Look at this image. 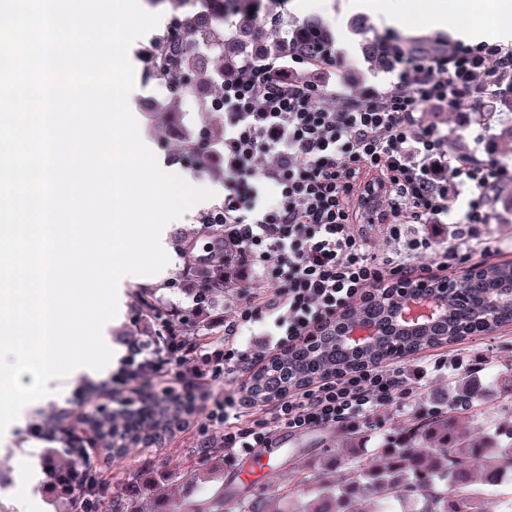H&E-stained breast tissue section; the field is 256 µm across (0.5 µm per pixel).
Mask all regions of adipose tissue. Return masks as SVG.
I'll return each mask as SVG.
<instances>
[{
    "label": "adipose tissue",
    "mask_w": 512,
    "mask_h": 512,
    "mask_svg": "<svg viewBox=\"0 0 512 512\" xmlns=\"http://www.w3.org/2000/svg\"><path fill=\"white\" fill-rule=\"evenodd\" d=\"M429 5L428 20L438 29H445L454 38L466 41H479L493 36L499 41H512V0H494L493 5H485L484 0H458L456 6H449L447 0H424ZM492 8L495 15L493 29H485L476 23V15L485 8ZM337 9L339 13H366L378 17L389 27H399L409 12L408 0H314L309 9L321 12Z\"/></svg>",
    "instance_id": "adipose-tissue-1"
}]
</instances>
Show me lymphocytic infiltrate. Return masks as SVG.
<instances>
[{
	"label": "lymphocytic infiltrate",
	"instance_id": "lymphocytic-infiltrate-1",
	"mask_svg": "<svg viewBox=\"0 0 512 512\" xmlns=\"http://www.w3.org/2000/svg\"><path fill=\"white\" fill-rule=\"evenodd\" d=\"M376 51L379 66L396 79L358 94L290 78V51L225 81L220 148L229 174L222 206L200 221L222 225L225 247L242 267L260 268L272 289L240 302L219 321V334L165 336L152 349L129 344L123 368L99 390L100 409L123 415L131 405L147 412L210 398L196 432L219 438L233 460L270 446L282 429L356 428L396 395L425 387L432 373L462 367L457 355L422 357L408 371L370 363L318 377L260 408L232 393L210 396L220 379L244 378L263 360L319 344L373 290L400 282L423 287L431 275L493 255L476 227L491 223V193L512 181V169L493 157L449 155L447 132L418 114L427 106L492 111L494 96L512 79V47L456 42L418 54L408 41L383 38ZM452 183L478 193L451 243L409 235V225L434 224L451 212ZM367 223L386 225L398 249L371 253L358 230ZM257 326L270 347L263 358L239 343ZM30 434L48 442L77 435L88 452L99 446L96 429L70 415L34 424Z\"/></svg>",
	"mask_w": 512,
	"mask_h": 512
}]
</instances>
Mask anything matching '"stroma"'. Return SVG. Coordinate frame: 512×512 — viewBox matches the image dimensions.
I'll use <instances>...</instances> for the list:
<instances>
[{
    "mask_svg": "<svg viewBox=\"0 0 512 512\" xmlns=\"http://www.w3.org/2000/svg\"><path fill=\"white\" fill-rule=\"evenodd\" d=\"M323 19L335 32L337 45H349L351 54L345 55L341 69L323 70L303 63L297 65L295 74L303 79L317 81L326 90L339 85L356 93L392 83L393 75L374 66L368 58L381 37L393 35L430 51L435 47L436 38L444 39L448 36L447 31L433 29L423 14L418 15L415 25H406L400 29L378 24L368 16L360 20L353 16L339 20L334 14L327 13ZM168 26V19H161L155 29L132 44L129 59L135 70V84L138 88L133 107L141 118L140 132L153 139L158 155L171 160L175 157L177 146L165 113L171 93L166 84L148 76L145 57L147 49L166 33ZM421 116L424 122L439 123L449 129V153L473 149L478 158L492 156L512 167V142L504 138L505 130L512 127V111H497L495 117L487 121L475 112H439L426 107ZM492 207L495 218L492 223L481 225L479 237L497 250L499 260L512 261V207L501 196L493 197ZM184 268L182 255L173 253L172 267L162 281L141 283L127 289L121 325L112 333L115 343L126 346L128 339L143 338L153 330L152 319L138 310L142 291H150L158 305L166 310L187 305L189 297L180 288L185 281ZM435 353L439 356L461 355L464 359L463 373L479 375L486 385L499 394L489 413L462 419L461 430L470 432L512 422V396L503 393L501 386L503 378L512 375V325L466 338L450 346L438 347ZM451 380V375L443 372L436 374L430 379L428 387L415 390L410 397L399 398L379 407L368 422L359 426L364 437V453L373 454L385 435L396 433L415 416L430 413L433 409L430 393L447 388ZM64 405V400L60 399L33 408L25 426L15 431L12 443L0 450V462L12 463L18 454L42 461L48 444L32 438L29 427L51 419L56 410ZM342 434V429L336 427L289 434L288 446L282 454L270 461L258 474L241 477L235 476L234 464L224 462L221 452L203 448L200 439L190 434L177 435L160 445H138L109 463L95 453L91 455L90 461L97 472L104 474L105 483L104 492L96 500L91 512H110L113 498L127 494L130 476L145 473L162 476L175 469L220 470L224 473V484L228 487L247 488L255 492L278 489L294 494L300 488L298 470L310 464L322 465L326 458L336 455V444Z\"/></svg>",
    "mask_w": 512,
    "mask_h": 512,
    "instance_id": "stroma-1",
    "label": "stroma"
}]
</instances>
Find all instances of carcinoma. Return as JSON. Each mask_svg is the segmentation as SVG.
Segmentation results:
<instances>
[{
    "mask_svg": "<svg viewBox=\"0 0 512 512\" xmlns=\"http://www.w3.org/2000/svg\"><path fill=\"white\" fill-rule=\"evenodd\" d=\"M274 0H210L204 9L196 0H148L152 8H163L175 17L177 26L146 52L149 73L166 83L172 93L169 110L182 100L181 92H202V97L218 96L224 91V79L240 72L250 62L264 65L276 59L283 49L292 47L301 61L316 63L333 51L336 40L317 16H309L290 25L273 7ZM214 115L204 127L191 134H181L177 149L191 160L208 144L219 139ZM206 243L197 237L181 235L177 239L179 252L187 258L186 268L198 274L200 306H212L224 297V271L200 262L199 255L210 250L218 255L224 245L221 231L205 225ZM509 267L493 266L458 280L448 289V316L436 331L431 326L404 333L389 326L391 309L385 300L375 299L355 308L350 318L375 319L387 325L384 334L353 352L336 340L323 349H299L288 360L272 363L253 372L251 393L256 399H267L285 392L301 382L328 371L351 369L364 361L384 362L394 357L411 355L426 347L454 343L466 336L512 324V297L495 296L496 302L485 304L492 284L487 274L506 275ZM508 276V275H506ZM512 280V275L508 276ZM141 310L156 320L157 329L168 320L159 312L151 294L141 295ZM172 328L179 336H194L199 332L200 316L191 309L176 318ZM491 403L482 380L465 375L448 385V392L436 397L434 411L408 422V431L398 438L388 436L377 447L385 465L374 464L358 446L360 435L348 433L344 439L345 455L333 462L340 475L322 473L315 477L305 492L304 501L289 512H369L367 500L378 495L383 502L374 512H484V495L498 490L505 481H512V424L486 430L472 438L460 431L455 419L467 414L478 404ZM183 410L164 411L154 424L146 422L140 428L127 426L123 418L97 416L98 422L128 434L125 446L117 447L107 440L102 451L109 456L128 453L142 440L159 441L173 433L184 422ZM50 473L66 474L76 467L88 470L85 477L63 485L58 491L64 499L79 504L87 497L88 485L96 480L90 463L78 448H64L45 459ZM132 490L124 497L112 500V512H180L165 486L151 475H142L131 483ZM457 487L467 490L462 497L448 494ZM280 498L278 492L244 495L234 488H219L207 502L189 512H224L228 503L238 512H274L271 501Z\"/></svg>",
    "mask_w": 512,
    "mask_h": 512,
    "instance_id": "cac0c4a2",
    "label": "carcinoma"
}]
</instances>
